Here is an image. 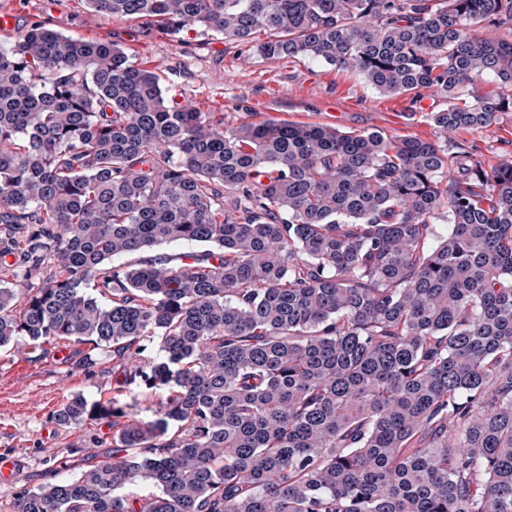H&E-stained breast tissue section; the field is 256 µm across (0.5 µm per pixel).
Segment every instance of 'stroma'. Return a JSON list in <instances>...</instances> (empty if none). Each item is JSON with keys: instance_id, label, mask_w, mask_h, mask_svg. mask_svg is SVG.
<instances>
[{"instance_id": "obj_1", "label": "stroma", "mask_w": 512, "mask_h": 512, "mask_svg": "<svg viewBox=\"0 0 512 512\" xmlns=\"http://www.w3.org/2000/svg\"><path fill=\"white\" fill-rule=\"evenodd\" d=\"M14 11L19 27L40 20L67 36L111 41L123 46L131 61L161 76L167 95L192 102L234 128L263 121L329 126L344 133L379 130L396 137L435 139L433 112L443 98L424 94L421 102L407 95L376 91L356 69H338L319 60L278 61L246 56L241 46L201 27L171 36L142 34L137 20L92 13L85 0H0V10ZM458 142L481 154L493 166L512 145V113L491 127L457 133ZM57 345L47 346L38 361L27 348L0 350V458L16 457L20 473L14 483L0 484V506L12 502L17 485L37 486L73 478L61 460L75 461L86 448H102L112 431L107 425H86L83 447L73 432L54 426L51 413L80 394L88 400L112 395L116 375L111 356L69 347L60 357ZM92 365H84V355ZM30 361L25 378L13 376L18 361Z\"/></svg>"}]
</instances>
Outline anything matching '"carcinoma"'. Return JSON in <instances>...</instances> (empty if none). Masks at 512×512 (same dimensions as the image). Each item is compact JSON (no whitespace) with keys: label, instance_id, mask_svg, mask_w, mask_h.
<instances>
[{"label":"carcinoma","instance_id":"obj_1","mask_svg":"<svg viewBox=\"0 0 512 512\" xmlns=\"http://www.w3.org/2000/svg\"><path fill=\"white\" fill-rule=\"evenodd\" d=\"M87 4L447 107L435 141L226 129L113 42L32 22L0 47V348L91 344L123 374L51 414L110 449L12 512H512V152L453 142L512 112L464 99L512 87V0ZM172 242L205 250L113 263ZM157 389L150 421L119 406ZM81 434H83V446L97 448L96 450L101 453L108 450V448L105 447V444L103 445V441H111L112 429L105 424L97 425L92 423L87 424L84 427V431H81Z\"/></svg>","mask_w":512,"mask_h":512}]
</instances>
